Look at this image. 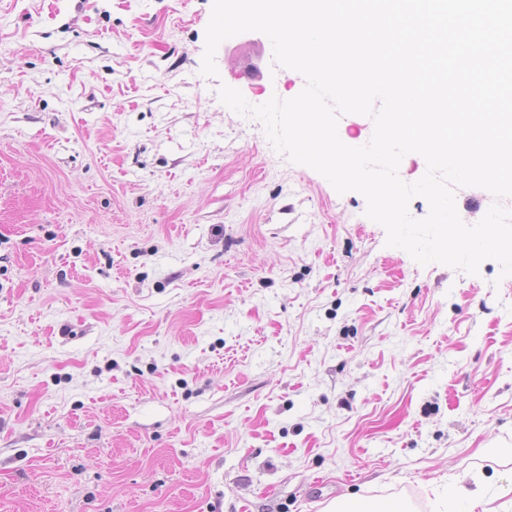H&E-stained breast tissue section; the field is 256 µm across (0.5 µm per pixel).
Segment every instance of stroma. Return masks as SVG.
Segmentation results:
<instances>
[{"instance_id":"obj_1","label":"stroma","mask_w":512,"mask_h":512,"mask_svg":"<svg viewBox=\"0 0 512 512\" xmlns=\"http://www.w3.org/2000/svg\"><path fill=\"white\" fill-rule=\"evenodd\" d=\"M212 0H0V512L512 503V276L271 146ZM453 494L467 506L468 511L473 512L474 508L480 506L481 512H499L498 507H488L492 501L486 499L479 485L469 488L463 481H458L453 487Z\"/></svg>"}]
</instances>
